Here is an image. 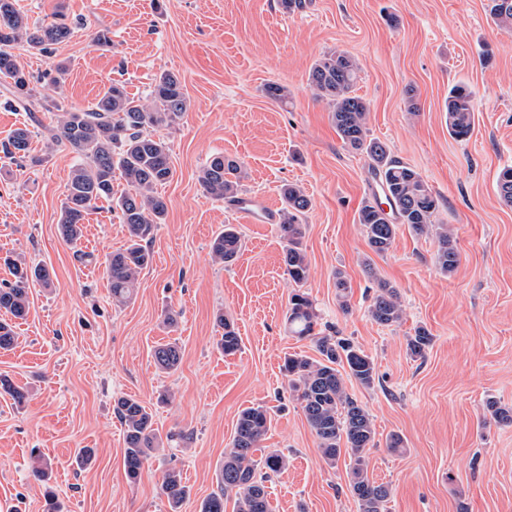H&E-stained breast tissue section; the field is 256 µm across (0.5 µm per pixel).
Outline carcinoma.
Wrapping results in <instances>:
<instances>
[{"mask_svg": "<svg viewBox=\"0 0 512 512\" xmlns=\"http://www.w3.org/2000/svg\"><path fill=\"white\" fill-rule=\"evenodd\" d=\"M491 14L501 26H512V0H491ZM71 29L63 18L29 26L16 0H0V79L7 84V104L28 111L43 106L33 86V76L17 62L15 46L24 42L29 49L43 55L52 54V46L69 38ZM357 60L346 52H330L315 61L308 74L314 95L326 102L331 120L343 146L367 158L369 171L387 201L385 212L378 199L367 200L359 210L358 223L363 226L369 248L376 254L388 252L401 226L418 237L432 236L437 241L436 263L444 274L458 265L459 254L454 233L446 224L434 223L439 200L421 174L395 158L389 147L372 138L367 128L369 105L356 94L359 78ZM59 110L51 141L76 154L79 162L72 168L61 208L60 230L64 240L75 245L83 236L86 216L101 200L115 203L121 223L126 225L128 245L106 256L105 273L112 300L125 303L137 288L138 277L152 260L148 249L158 225L164 220L167 202L158 187L173 177L170 164L171 145L160 131L177 125L189 109L179 75L160 73L146 96L133 98L119 81H113L95 103L87 108ZM448 131L457 140L466 139L472 129V92L464 85H454L446 102ZM31 133L16 129L0 146L4 153L25 158L30 153ZM243 179L241 163L216 154L201 169L199 182L205 193L216 200L238 201ZM125 183L120 195L114 193V181ZM502 201L512 205V167L503 168L497 179ZM283 208L279 214L280 236L285 242L283 262L288 279L298 286L288 306V330L300 338L311 339L321 359L300 353L285 357L283 368L289 385L299 401L308 425L315 434L321 458L329 465L345 452L349 456V488L359 512H387L391 488L369 475L368 451L377 446L376 429L369 411L347 393L344 377L371 387L376 380L374 360L337 332L315 330L318 316L309 293L301 289L310 275L302 249L303 217L311 199L297 185L282 187ZM241 249L236 228L224 225L211 242L215 261L229 263ZM13 280L0 284V311L15 319L24 318L29 310L28 290L39 283L50 286L49 270L43 265L4 258ZM371 319L380 325H394L403 320L400 292L390 283L379 280L368 307ZM222 329L218 346L224 354L240 349L235 324L224 315L217 317ZM16 341L14 326L0 320V350L11 349ZM432 342L428 329L419 326L408 338V354L424 357ZM154 361L163 373L178 370L182 350L177 342L160 344L154 349ZM491 418L512 425V407L495 400L486 402ZM113 412L124 429V467L128 479L141 478L152 453L163 447L153 414L141 400L129 396L114 401ZM268 412L262 406L243 410L237 419L231 448L224 452L221 491L209 496L201 512H224V495L236 496V512H274L266 481L284 468V456L261 447L268 430ZM169 512H180L188 489L181 473L168 470L161 485Z\"/></svg>", "mask_w": 512, "mask_h": 512, "instance_id": "carcinoma-1", "label": "carcinoma"}]
</instances>
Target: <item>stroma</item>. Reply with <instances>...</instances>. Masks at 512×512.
<instances>
[{"label": "stroma", "instance_id": "1", "mask_svg": "<svg viewBox=\"0 0 512 512\" xmlns=\"http://www.w3.org/2000/svg\"><path fill=\"white\" fill-rule=\"evenodd\" d=\"M30 24L63 10L70 38L45 57L17 44L21 66L40 95L83 108L109 81L146 95L155 75L179 73L190 108L165 136L173 179L149 245L153 259L135 298L114 305L104 259L125 247L127 230L107 202L84 224L78 245L59 230L73 153L51 146L56 114L30 125L40 165L20 168L0 152V259L45 264L51 287L31 286L17 341L0 352V375L27 390L23 404L0 394V512H46L53 491L63 512H167L160 486L168 469L189 488L180 512H200L220 488L218 471L240 412L264 406L263 447L287 465L268 483L274 512H358L349 491V458H320L316 438L288 388L285 355L316 357L310 340L284 328L295 289L282 261L277 224H246L235 206L205 195L198 176L213 154L242 162L244 195L282 207L280 188H304L311 208L302 240L320 325L334 327L369 354L379 375L348 393L374 419L369 474L392 489L388 512H512V426L497 424L487 400L512 405V206L499 198L497 174L512 166V29L496 24L489 0H307L283 12L277 0H18ZM108 30L110 44H94ZM343 50L360 73L357 95L369 105L367 128L421 173L439 198L435 221L453 228L460 259L451 274L435 263L433 238L400 228L388 253L367 245L358 211L378 187L360 154L346 149L325 102L308 84L312 64ZM67 66L61 89L45 76ZM288 91L269 98L267 85ZM473 94V129L448 132L452 85ZM239 225L243 245L229 265L211 242ZM88 253L81 261L77 252ZM378 278L399 289L403 320L381 326L367 310ZM349 283L341 307L337 274ZM177 323H162L166 311ZM233 321L239 350L217 346V316ZM433 336L424 358L406 341L417 326ZM177 341L183 358L158 371L154 346ZM149 406L161 434H172L137 482L124 468L115 399ZM403 446L387 448L390 435ZM90 448L93 463L74 461ZM52 464L49 483L32 473Z\"/></svg>", "mask_w": 512, "mask_h": 512}]
</instances>
